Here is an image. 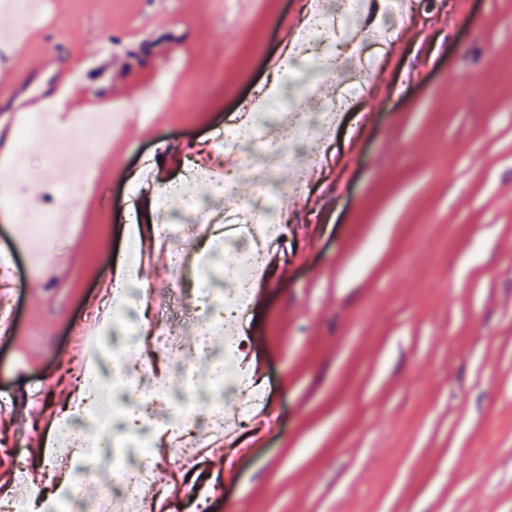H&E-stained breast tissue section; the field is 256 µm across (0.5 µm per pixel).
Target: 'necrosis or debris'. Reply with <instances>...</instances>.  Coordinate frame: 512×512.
Masks as SVG:
<instances>
[{
	"instance_id": "necrosis-or-debris-1",
	"label": "necrosis or debris",
	"mask_w": 512,
	"mask_h": 512,
	"mask_svg": "<svg viewBox=\"0 0 512 512\" xmlns=\"http://www.w3.org/2000/svg\"><path fill=\"white\" fill-rule=\"evenodd\" d=\"M406 11L405 0H303L301 25L279 53L272 70L276 90L259 88L238 110L231 124L213 140L215 161L192 160L184 175L171 182L159 203L156 242L174 274L173 289L185 294L193 266V243L213 239L223 267L198 288L191 313L150 294L142 282L112 287L99 294L84 313L85 332L76 352L92 358L91 373L76 385L91 406L59 422L63 448L47 457L50 470L65 477L54 512H112L123 504L137 512L145 497L169 489L164 468L154 461L156 436H163L175 466L192 468L203 456L205 439H221L262 409L266 396L253 386L239 352L242 323L261 276L269 247L285 240L287 196L306 188L303 172L312 161L303 144L328 137L352 99L354 81L343 65L345 52L362 53L360 32L382 41L393 34ZM315 63L334 83L317 82L299 90L300 105L285 106L294 91L290 72ZM70 132H94L96 150L108 155L120 126L115 111L95 121L75 112ZM257 182L261 192L246 206L231 209L225 200L236 193V177ZM77 211L44 209L25 218L30 235L45 241L53 256L61 225L73 224ZM144 303L155 313L148 322L133 314ZM191 318L193 344H185L175 325ZM149 338L154 356L163 358L181 379L171 389L165 376L125 369L127 356ZM98 488L88 495L86 484Z\"/></svg>"
}]
</instances>
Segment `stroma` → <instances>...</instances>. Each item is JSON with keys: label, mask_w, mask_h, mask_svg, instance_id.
<instances>
[{"label": "stroma", "mask_w": 512, "mask_h": 512, "mask_svg": "<svg viewBox=\"0 0 512 512\" xmlns=\"http://www.w3.org/2000/svg\"><path fill=\"white\" fill-rule=\"evenodd\" d=\"M298 3L222 17L212 0H64L34 22L0 12L10 39L52 27L77 107L166 88L162 123L130 115L112 158L85 139L70 146L74 165L108 167L100 188L56 194L38 135L28 168L0 162V184L18 186L0 209V254L18 259L0 404L31 413L0 433V464L24 454L43 470L54 429L34 414L64 405L66 338L129 243L149 244L160 198L130 196L140 168L163 188L184 154L208 153L268 82L266 58ZM374 51L331 140L306 144L309 187L245 317L243 356L275 421L178 473L209 489L206 512H512V0H411ZM43 208L82 217L50 275L29 270L45 242L14 235Z\"/></svg>", "instance_id": "1"}]
</instances>
